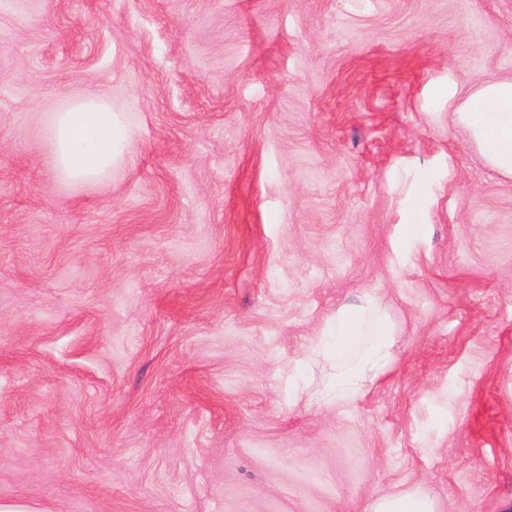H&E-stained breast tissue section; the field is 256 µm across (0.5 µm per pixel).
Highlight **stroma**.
Instances as JSON below:
<instances>
[{
    "label": "stroma",
    "mask_w": 512,
    "mask_h": 512,
    "mask_svg": "<svg viewBox=\"0 0 512 512\" xmlns=\"http://www.w3.org/2000/svg\"><path fill=\"white\" fill-rule=\"evenodd\" d=\"M507 76L512 0H0V506L512 512V178L455 121ZM77 98L111 178L56 175ZM365 295L396 364L323 408ZM50 132L56 170L63 179L93 182L112 174V166L122 160L124 119L103 101L74 100L54 114ZM370 512H439L435 498L424 489L401 490L374 499Z\"/></svg>",
    "instance_id": "35a3bbf8"
}]
</instances>
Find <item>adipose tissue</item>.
Listing matches in <instances>:
<instances>
[{
  "mask_svg": "<svg viewBox=\"0 0 512 512\" xmlns=\"http://www.w3.org/2000/svg\"><path fill=\"white\" fill-rule=\"evenodd\" d=\"M458 120L496 172L512 176V77L480 84L460 107ZM58 175L74 182H93L112 172L122 157L126 129L121 113L105 102L74 100L55 113L50 127ZM368 335L356 363L337 371L319 395L328 408L362 397L369 384L394 367L395 328L377 312L372 297L344 303L325 324L317 342L325 354L338 355L358 336ZM370 512H438L435 498L423 489L401 490L374 499Z\"/></svg>",
  "mask_w": 512,
  "mask_h": 512,
  "instance_id": "1",
  "label": "adipose tissue"
}]
</instances>
